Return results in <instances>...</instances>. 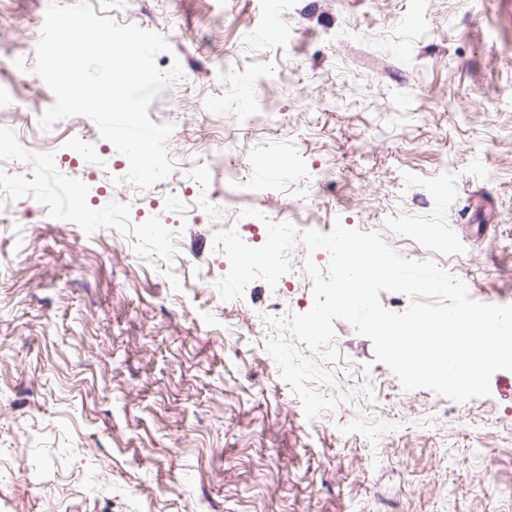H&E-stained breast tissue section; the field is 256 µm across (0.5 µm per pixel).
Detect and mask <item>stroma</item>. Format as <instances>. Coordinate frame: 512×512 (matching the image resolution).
Listing matches in <instances>:
<instances>
[{
    "mask_svg": "<svg viewBox=\"0 0 512 512\" xmlns=\"http://www.w3.org/2000/svg\"><path fill=\"white\" fill-rule=\"evenodd\" d=\"M284 29L265 41L271 0H90L161 34L181 80L151 103L172 124L175 163L164 190L138 191L133 216L171 217L187 166L199 183L257 182L256 168L224 175V155L288 158L249 206L382 233L455 244L434 254L471 298L512 303V0H278ZM50 0H0V117L27 144L0 159L19 182L43 179L92 198L102 225L87 237L68 215L34 211L26 193L0 205V512H512V371L491 394L436 413L448 400L403 390L374 359L371 340L334 323L337 406L307 419L267 350L265 322L308 312L307 251L290 262L295 287L272 301L263 279L223 300L197 268L228 272L214 235L220 210L176 227L167 261L138 256L113 235L112 177L123 155L84 116L42 130L54 102L33 73ZM233 56L250 79L224 78ZM260 113L244 128L240 115ZM62 156L47 173L45 152ZM356 432H349V422ZM477 431H470V424ZM392 434H381L386 425ZM52 471V484H40Z\"/></svg>",
    "mask_w": 512,
    "mask_h": 512,
    "instance_id": "obj_1",
    "label": "stroma"
}]
</instances>
